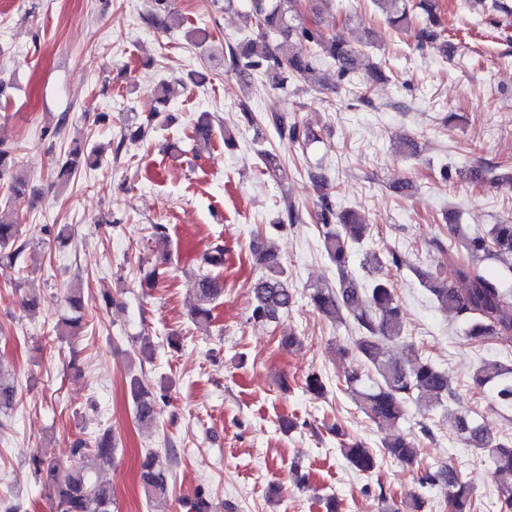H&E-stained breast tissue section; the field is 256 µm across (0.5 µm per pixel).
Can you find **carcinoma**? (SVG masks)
I'll return each mask as SVG.
<instances>
[{
	"instance_id": "carcinoma-1",
	"label": "carcinoma",
	"mask_w": 512,
	"mask_h": 512,
	"mask_svg": "<svg viewBox=\"0 0 512 512\" xmlns=\"http://www.w3.org/2000/svg\"><path fill=\"white\" fill-rule=\"evenodd\" d=\"M385 14L389 25L400 28L409 25L415 10H420L422 27L418 37L431 42L441 36L437 0H374ZM170 0H150L147 20L154 26L163 24L162 14L170 13ZM245 28H255L274 38L275 45L257 48L246 42V48L228 47L229 69L241 76L257 73L283 89L289 82L317 79L319 61L330 58L338 66V75L354 83L360 68L359 55L344 42L325 35L316 21H303L298 15L297 0H250L243 15ZM172 88L165 79L154 88L155 113L165 111ZM272 121L282 137L293 142L318 139L308 126L288 124L283 115H272ZM99 163L95 149L85 150L77 144L55 171L56 182L64 187L83 166ZM495 167L481 170H458L457 177L472 183L500 185L512 183V176L494 174ZM0 182L10 195H22L28 187L27 178L14 150L0 144ZM317 222L322 229V246L328 260L336 267V287L313 288L308 293L310 305L322 317L338 324L352 321L358 331L353 347L339 349L341 356L357 355L362 366L344 371L338 384L344 387L369 418L388 425H397L406 413V405L414 400L424 407H433L444 399L456 397L448 374L428 357L419 353L407 341L406 322L402 309L387 278L376 276L361 286L348 272L353 252L370 237V227L364 216L351 211H336L328 194L320 195ZM458 246L444 247L435 242L446 259L435 267L418 269L421 284L430 292L436 307L452 313L466 325V336L475 343L494 340L504 346L512 341V290L502 287L499 280L485 273L481 263L494 259L512 272V219L493 224L488 229L466 234L454 230ZM27 242L21 239L19 225L10 217L0 215V273L15 269ZM253 251L259 255L265 272L253 283L254 306L251 319L276 322L295 302V292L278 257L256 242ZM404 260L395 252L382 256L375 251L366 253L365 264L379 273L385 265L399 268ZM203 268L197 275L199 306L195 317L209 320L210 306L224 296V281L212 270L224 266V248L217 246L202 258ZM68 303L77 315L63 319L57 326L60 336H77L82 325L81 292L70 290ZM399 344L408 349L414 359L404 363L389 354V346ZM473 381L489 391L492 407L512 410V368L495 359H485L473 371ZM325 376L312 372L304 379V390L315 398L328 391ZM133 413L143 426L156 423L159 415L157 395L145 390L137 380L130 383ZM17 404L14 383L0 378V413L6 414ZM448 427L455 430L466 446L480 454L489 464L499 493V512H512V440H503L489 433L477 420L462 414H448ZM389 457L403 463H413V441L407 434L397 432L383 441ZM342 452L348 464L361 474H371L378 467L376 452L362 440L342 441ZM115 453L112 434L103 433L89 447L80 443L73 454L81 463L60 471L57 463L45 456H35L32 465L43 479L52 502V512H112V489L93 480L90 469L112 463ZM177 455L168 448L164 454L147 452L140 463V484L146 499L168 497L172 487L173 466ZM422 483L438 486L444 491L449 512H475L476 485L463 471L450 465L428 468ZM187 512H213L206 492L199 487L194 497L184 501Z\"/></svg>"
}]
</instances>
